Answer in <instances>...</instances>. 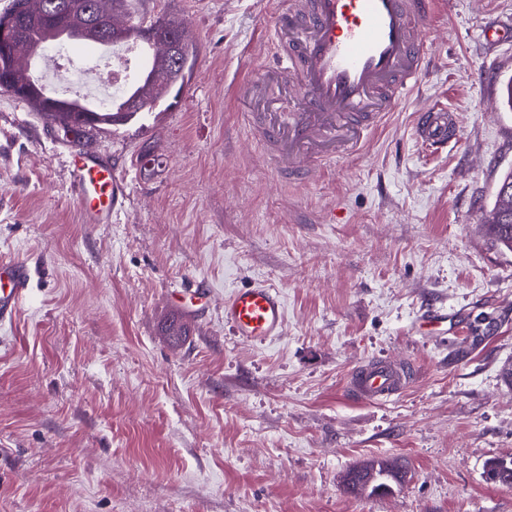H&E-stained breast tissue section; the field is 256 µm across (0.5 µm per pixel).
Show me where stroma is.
<instances>
[{
	"mask_svg": "<svg viewBox=\"0 0 512 512\" xmlns=\"http://www.w3.org/2000/svg\"><path fill=\"white\" fill-rule=\"evenodd\" d=\"M275 8L140 0L183 18L199 57L177 105L85 133L125 179L108 224L82 220L66 139L0 91V258L32 266L0 325V512H512L484 474L512 459V251L484 222L512 170V37H483L512 28V0H442L418 87L363 155L302 185L241 120L288 107ZM431 107L461 128L438 155L414 130ZM189 280L212 290L191 314L168 298ZM258 280L286 306L264 344L224 323L225 296ZM429 308L447 335L415 328ZM375 359L413 374L379 404L346 386ZM396 458L391 494L345 491L357 463Z\"/></svg>",
	"mask_w": 512,
	"mask_h": 512,
	"instance_id": "1",
	"label": "stroma"
}]
</instances>
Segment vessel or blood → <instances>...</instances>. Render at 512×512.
Instances as JSON below:
<instances>
[{"mask_svg": "<svg viewBox=\"0 0 512 512\" xmlns=\"http://www.w3.org/2000/svg\"><path fill=\"white\" fill-rule=\"evenodd\" d=\"M437 0H280L272 39L286 77L297 88L289 112H249L245 122L271 169L291 181L308 180L331 164L360 156L397 102L425 69L422 18ZM420 141L447 149L460 127L451 111L414 115ZM71 178L84 223L105 224L125 192L111 161L74 145ZM30 283L25 259L0 261V321L13 318ZM224 321L246 342L281 336L285 303L279 290L255 283L224 300ZM401 365L384 360L355 368L347 387L361 399L382 402L408 388Z\"/></svg>", "mask_w": 512, "mask_h": 512, "instance_id": "b4317fda", "label": "vessel or blood"}]
</instances>
